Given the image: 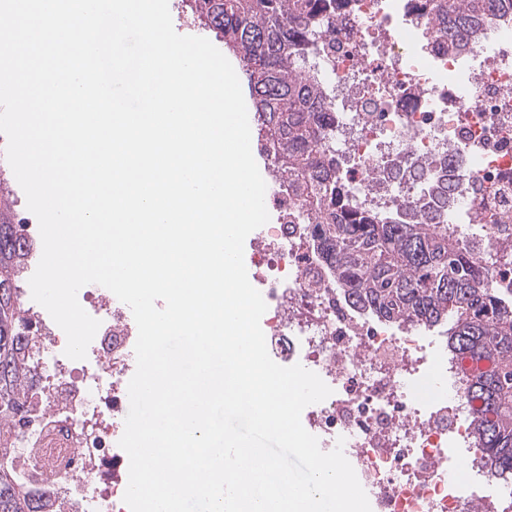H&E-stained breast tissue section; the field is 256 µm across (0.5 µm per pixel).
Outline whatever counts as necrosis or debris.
Masks as SVG:
<instances>
[{"mask_svg":"<svg viewBox=\"0 0 512 512\" xmlns=\"http://www.w3.org/2000/svg\"><path fill=\"white\" fill-rule=\"evenodd\" d=\"M423 0H345L325 51L304 70L327 92L326 144L348 193L380 213L401 206L447 166L448 222L498 256L493 287L512 290V9L501 10L465 53L423 45ZM265 204L278 221L254 237L252 284L267 310L272 360L301 364L331 388L307 406L304 428L323 451L343 443L371 512H512V489L489 473L460 390L468 363L433 328L362 314L341 298L310 238L306 213L266 137ZM103 312L93 365L65 356L48 313L31 322L22 409L7 412L0 449L21 460L20 482L41 512H124L127 455L119 410L136 370L138 330L126 304L88 284Z\"/></svg>","mask_w":512,"mask_h":512,"instance_id":"obj_1","label":"necrosis or debris"}]
</instances>
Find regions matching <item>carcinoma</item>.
Masks as SVG:
<instances>
[{
    "instance_id": "1",
    "label": "carcinoma",
    "mask_w": 512,
    "mask_h": 512,
    "mask_svg": "<svg viewBox=\"0 0 512 512\" xmlns=\"http://www.w3.org/2000/svg\"><path fill=\"white\" fill-rule=\"evenodd\" d=\"M512 0H427L425 42L461 46L486 14ZM186 18L212 31L247 77L255 114L276 142L336 290L351 306L389 322L443 327L448 348L490 368L465 381L479 404L475 442L492 476L512 482V291L489 285L488 257L448 231V179L432 177L428 197L379 214L355 207L327 150L325 93L301 70L317 50L336 0H188ZM34 249L8 202L0 205V406L24 375L26 311L15 282ZM14 468L0 461V512H37Z\"/></svg>"
}]
</instances>
